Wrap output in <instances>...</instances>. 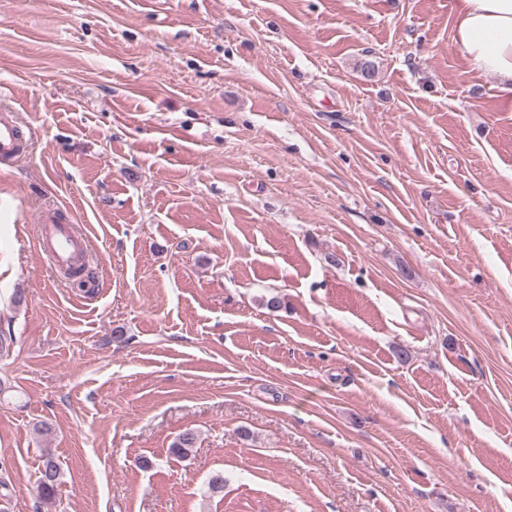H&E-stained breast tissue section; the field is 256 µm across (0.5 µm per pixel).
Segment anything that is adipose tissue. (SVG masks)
<instances>
[{
  "label": "adipose tissue",
  "instance_id": "1",
  "mask_svg": "<svg viewBox=\"0 0 512 512\" xmlns=\"http://www.w3.org/2000/svg\"><path fill=\"white\" fill-rule=\"evenodd\" d=\"M454 40L470 69L494 76L512 105V0H456Z\"/></svg>",
  "mask_w": 512,
  "mask_h": 512
}]
</instances>
